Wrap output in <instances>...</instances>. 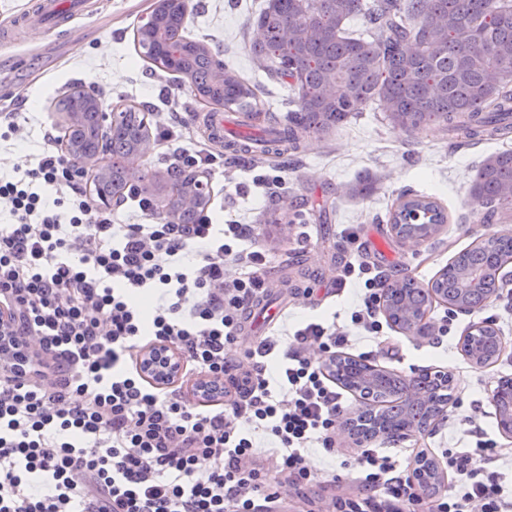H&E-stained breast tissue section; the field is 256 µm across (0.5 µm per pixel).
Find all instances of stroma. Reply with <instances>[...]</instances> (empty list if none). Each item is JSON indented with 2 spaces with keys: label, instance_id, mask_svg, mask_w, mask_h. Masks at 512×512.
Masks as SVG:
<instances>
[{
  "label": "stroma",
  "instance_id": "1",
  "mask_svg": "<svg viewBox=\"0 0 512 512\" xmlns=\"http://www.w3.org/2000/svg\"><path fill=\"white\" fill-rule=\"evenodd\" d=\"M62 3L68 17L56 27L37 15L34 0H0V31L10 29L16 16L25 19L16 40L0 41V115L16 113L18 124L12 131L0 123V171L19 176L31 168L45 146V131L58 125L56 100L72 84L91 86L107 113L132 105L142 109L150 124L178 113V140L161 145L149 139L142 156L127 161L140 187L158 202L161 218H168L174 191L169 165L175 153L206 146L207 141L193 120L201 106L190 83L147 63L135 46L134 33L145 23L151 2ZM265 3L193 0L183 34L231 61L244 82L260 84V102L284 112L288 101L281 85L267 78L250 49L253 22ZM505 148L512 150V138L472 145L439 125L405 130L392 124L377 102L353 113L337 129L306 138L298 153L283 159L257 153L207 173V209L214 223L230 215L262 227L258 244L267 254L269 283L264 299L283 314L274 325L260 324L250 339L295 326L305 317L318 318L355 337L346 350L349 356L406 377L420 369L451 375L457 403L433 431L395 443L374 440L375 448L402 463L423 449L437 456L445 448L474 447L480 438L497 448L512 446L498 429L491 402L499 378H512V296L499 294L469 315L433 305L428 314L432 333L419 339L384 324L382 334L389 345L384 352L373 340L358 338L351 320L367 274L396 270L426 283L477 238L503 231V223L475 221V214L487 207L473 197L471 185L482 160ZM364 172L373 177V189L363 196L346 194V185ZM274 176L286 183V202L270 197L262 183ZM408 189L436 198L448 212L447 224L415 247L401 243L387 222L388 211ZM297 214L304 216V223H293ZM346 229L357 234L355 244L343 242ZM350 265L354 274L337 285L338 274ZM308 288L313 291L309 298L303 295ZM488 319L499 330L504 350L496 363L482 368L462 355L460 342L469 325Z\"/></svg>",
  "mask_w": 512,
  "mask_h": 512
}]
</instances>
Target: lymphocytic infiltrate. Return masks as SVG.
I'll list each match as a JSON object with an SVG mask.
<instances>
[{
    "label": "lymphocytic infiltrate",
    "instance_id": "lymphocytic-infiltrate-1",
    "mask_svg": "<svg viewBox=\"0 0 512 512\" xmlns=\"http://www.w3.org/2000/svg\"><path fill=\"white\" fill-rule=\"evenodd\" d=\"M0 181V302L31 363L0 360V512H267L278 490L305 495L323 478L313 445L335 453L344 413L325 361L347 336L318 322L242 344L245 311L268 288L256 224H116L92 180L54 148ZM240 274L227 278L226 266ZM154 293L143 314L135 299ZM166 344L216 394L154 384L138 368ZM286 351L275 378L262 362ZM443 456L448 492L425 497L395 460L361 448L342 462L357 486L339 512H512L493 463L512 448L477 440ZM207 469H200V462Z\"/></svg>",
    "mask_w": 512,
    "mask_h": 512
}]
</instances>
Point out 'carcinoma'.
Returning a JSON list of instances; mask_svg holds the SVG:
<instances>
[{"instance_id": "carcinoma-1", "label": "carcinoma", "mask_w": 512, "mask_h": 512, "mask_svg": "<svg viewBox=\"0 0 512 512\" xmlns=\"http://www.w3.org/2000/svg\"><path fill=\"white\" fill-rule=\"evenodd\" d=\"M366 22L358 36L347 32L355 17ZM182 16L169 13L160 39L142 35L139 46L148 57H163L173 72L187 74L197 92L224 102L244 117L259 111L255 88L242 82L224 61V78L215 79L216 57L201 43L188 39ZM251 50L262 69L288 90L293 108L272 119L278 129L263 153L282 157L299 148L300 140L323 134L344 123L360 105L380 101L387 119L406 130L438 124L469 141L482 142L512 134V0H267L256 19ZM61 111L85 113L80 130L70 140L85 155L104 147L125 158L136 150L143 128L137 110L120 114L110 131L102 132L98 111L79 97L66 95ZM127 184L123 165L112 163L107 178L98 179L100 196L112 195L114 185ZM472 194L490 207V216L512 213V151L487 156L477 170ZM204 206L184 210L172 206L173 219L195 223ZM388 221L398 235L415 239L447 223L445 209L429 196L406 192ZM512 258V234L493 233L460 252L433 283L436 295L471 309L486 306L485 288H470L481 277L493 285L497 271ZM389 320L404 327L429 312L432 297L422 285L394 279L384 288ZM463 350L478 365L496 362L503 340L489 327ZM343 388L364 400L365 409L352 420L349 434L369 442L376 431L401 433L411 427L403 413L406 382L395 373H375L363 359L340 357L327 366ZM451 386H430L423 415L446 407ZM416 470L426 477L432 493L441 478L426 454L415 457Z\"/></svg>"}]
</instances>
